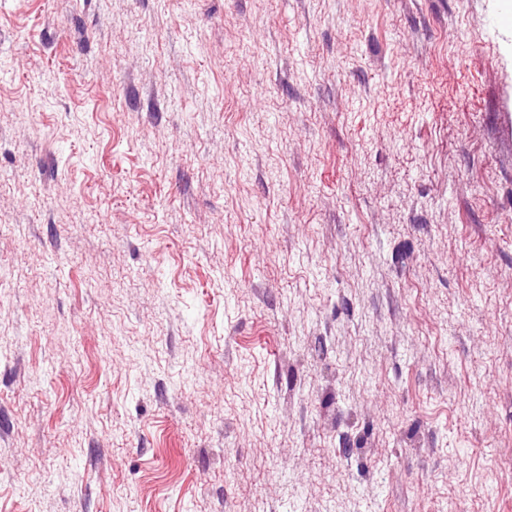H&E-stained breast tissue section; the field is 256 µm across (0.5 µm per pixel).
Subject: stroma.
<instances>
[{
    "label": "stroma",
    "mask_w": 512,
    "mask_h": 512,
    "mask_svg": "<svg viewBox=\"0 0 512 512\" xmlns=\"http://www.w3.org/2000/svg\"><path fill=\"white\" fill-rule=\"evenodd\" d=\"M512 0H0V512H512Z\"/></svg>",
    "instance_id": "stroma-1"
}]
</instances>
